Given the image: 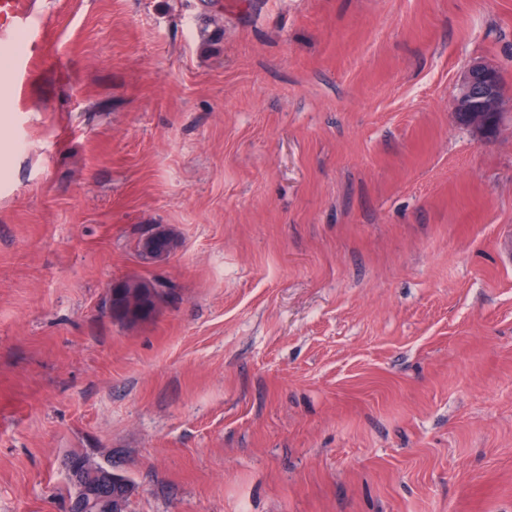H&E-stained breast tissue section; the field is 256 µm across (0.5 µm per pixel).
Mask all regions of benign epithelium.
Here are the masks:
<instances>
[{"instance_id":"obj_1","label":"benign epithelium","mask_w":512,"mask_h":512,"mask_svg":"<svg viewBox=\"0 0 512 512\" xmlns=\"http://www.w3.org/2000/svg\"><path fill=\"white\" fill-rule=\"evenodd\" d=\"M454 110L463 123L478 130L487 138L497 135L500 123L497 117L503 112V100L497 88V68L490 63H477L459 79V93L454 98ZM166 229L154 227L143 237V253L147 258L165 260L172 248H159ZM108 309L116 319H132L153 313L155 305L142 292L132 288L128 277L112 284L108 292Z\"/></svg>"}]
</instances>
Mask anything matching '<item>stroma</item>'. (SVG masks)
<instances>
[{"mask_svg": "<svg viewBox=\"0 0 512 512\" xmlns=\"http://www.w3.org/2000/svg\"><path fill=\"white\" fill-rule=\"evenodd\" d=\"M41 6L25 95L0 52V512H68L75 452L127 512H512V0ZM490 63L474 64L459 79V93L454 98V110L463 118L465 126L478 130L487 138L497 135L500 123L497 117L503 112L501 76ZM500 90V91H499ZM165 232L166 229L162 226H155L143 237V253L147 258H154L155 254L154 261H163L171 254L173 248L170 246L158 250L160 243L163 242ZM132 281L128 277L113 283L109 288L108 309L115 319L127 320L155 311L158 301L154 298L147 299L143 292L134 290L131 287Z\"/></svg>", "mask_w": 512, "mask_h": 512, "instance_id": "stroma-1", "label": "stroma"}]
</instances>
